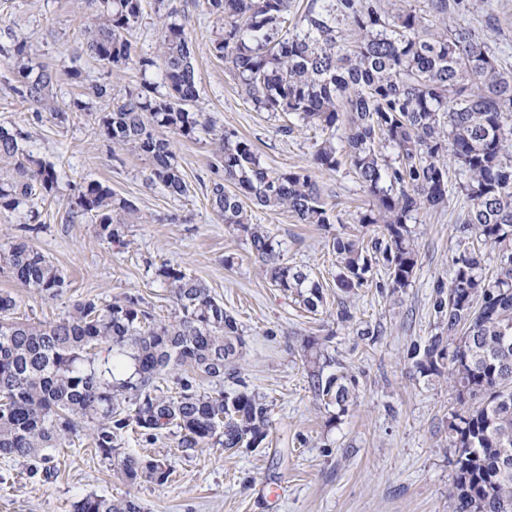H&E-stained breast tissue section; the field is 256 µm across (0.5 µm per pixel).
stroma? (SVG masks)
<instances>
[{
	"instance_id": "35a3bbf8",
	"label": "stroma",
	"mask_w": 512,
	"mask_h": 512,
	"mask_svg": "<svg viewBox=\"0 0 512 512\" xmlns=\"http://www.w3.org/2000/svg\"><path fill=\"white\" fill-rule=\"evenodd\" d=\"M175 2L193 44L199 107L247 138L266 167L309 165L319 131L288 133L280 116L254 111L223 61L208 51L213 26L204 0ZM465 2L468 24L499 65L512 71V0ZM85 21L79 0H0V32L11 28L29 36L39 60L56 73L62 102L72 96L64 68L73 63L89 85L106 80L119 92L140 82L135 66L109 73L83 53ZM0 125L28 132L27 149L55 167L60 188L55 200L41 205L42 228L29 242L62 269L64 288L47 298L0 273V292L17 301L16 319L50 324L87 300L107 303L136 294L166 320L174 304L155 268L164 262L181 267L202 280L243 329L242 372L270 405V432L256 448L209 445L186 455L177 448L178 434L159 436L151 445L126 435L122 451L171 460L174 473L161 485L127 483L113 461L85 440L56 450L57 474L47 482L0 459V512H72L73 503L90 494H132L146 512H451L448 420L456 404L444 379L416 371L409 350L438 332L434 286L447 281L451 259L462 249L454 230L466 207L462 195L450 196L444 210L420 213L412 224L419 262L408 288L395 295L380 266L363 288L345 294L336 287L333 237L360 233L355 216L366 202L348 168L318 176L337 223L321 228L297 223L283 210H254V223L281 242L289 265L322 283L323 302L311 313L265 279L246 240L216 216L205 188L211 176L205 140L171 135L189 185L186 196L174 197L162 185L148 184L143 157L113 151L89 115L59 127L0 92ZM83 181L100 182L132 201L143 222L122 225L118 243L100 238L88 221L67 222L66 198ZM167 214L179 215V223L164 222ZM342 305L350 322L336 320ZM309 336L325 340L336 360L334 373L356 381L346 411L325 405L310 387L301 349Z\"/></svg>"
}]
</instances>
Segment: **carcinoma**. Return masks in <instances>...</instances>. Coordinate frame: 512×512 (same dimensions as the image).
I'll return each mask as SVG.
<instances>
[{
  "label": "carcinoma",
  "instance_id": "carcinoma-1",
  "mask_svg": "<svg viewBox=\"0 0 512 512\" xmlns=\"http://www.w3.org/2000/svg\"><path fill=\"white\" fill-rule=\"evenodd\" d=\"M81 2L86 55L110 71L133 61L141 75L118 102L112 85L91 87L88 96L112 102L95 113L99 135L112 149L148 160L149 183L174 196L187 195L189 186L167 133L210 136L213 210L249 243L270 283L301 297L310 311L322 303V286L284 262L280 242L252 222V207L325 227L331 207L316 172L349 166L368 196L356 223L372 235L333 238L336 288L363 287L380 264L395 294L418 265L409 222L446 206L448 164L466 176L458 189L467 209L456 230L484 248L467 246L453 258L433 301L441 332L413 343L410 359L423 376H445L460 406L448 421L451 512H512V72L460 20L464 0H428L425 10L411 0H307L292 25V0H205L214 24L211 52L254 110L286 114L322 133L311 165L280 171L263 166L251 142L196 108L193 45L173 0H154L162 28L149 55L135 54L131 41L142 0ZM0 57L12 75L6 89L55 124L91 111L80 95L60 104L55 75L35 61L27 37L5 33ZM26 139L22 130L0 126V211L26 209L20 231L27 234L40 231L39 204L56 198L58 177L24 148ZM67 214L90 221L110 242L120 241V225L142 220L134 204L97 181L72 189ZM1 271L49 298L65 283L23 236L0 254ZM155 277L175 303L168 321L129 294L105 304L88 300L54 324L34 326L13 320L17 302L0 293V459L27 462L28 476L47 481L54 475L51 451L85 435L102 456L117 459L129 483L163 484L171 464L119 452L125 434L152 443L175 429L183 452L262 444L269 406L242 374L243 330L181 267L162 263ZM303 348L315 395L346 410V376L324 375L333 363L324 342L309 337ZM165 379L173 384L168 394L160 386ZM205 380L221 389L205 390ZM226 380L236 388L222 390ZM73 512L143 508L131 495H88Z\"/></svg>",
  "mask_w": 512,
  "mask_h": 512
}]
</instances>
